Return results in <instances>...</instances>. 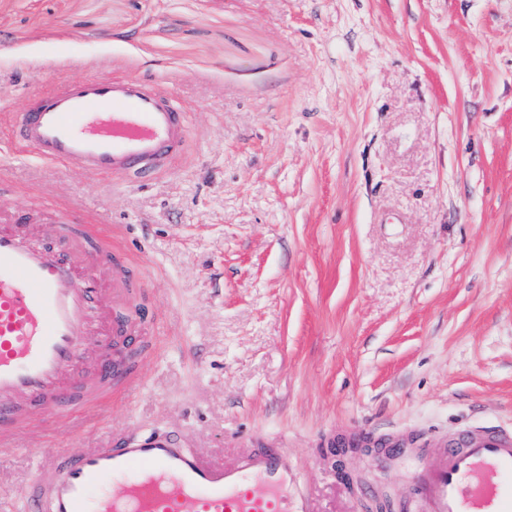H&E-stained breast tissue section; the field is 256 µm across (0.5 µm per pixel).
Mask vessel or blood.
<instances>
[{
    "instance_id": "1",
    "label": "vessel or blood",
    "mask_w": 512,
    "mask_h": 512,
    "mask_svg": "<svg viewBox=\"0 0 512 512\" xmlns=\"http://www.w3.org/2000/svg\"><path fill=\"white\" fill-rule=\"evenodd\" d=\"M14 142L38 158L86 174L145 181L185 151L183 112L134 75L61 82L13 119ZM30 226L0 212V446L26 429L35 410L87 415L110 401L130 363L89 379L84 338L99 331L112 352L116 326L98 330L112 305L98 272L111 271L107 233L63 223L72 259L35 244ZM426 448L409 456L410 479L428 512H512V431L473 430L450 439L437 465ZM25 512H312L283 451L254 449L235 464L205 460L168 434L148 432L77 455H56L25 488Z\"/></svg>"
}]
</instances>
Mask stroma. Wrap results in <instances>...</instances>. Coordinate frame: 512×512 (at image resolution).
Here are the masks:
<instances>
[{
    "mask_svg": "<svg viewBox=\"0 0 512 512\" xmlns=\"http://www.w3.org/2000/svg\"><path fill=\"white\" fill-rule=\"evenodd\" d=\"M125 74L186 114L151 180L12 146L60 79ZM0 208L51 249L111 230L145 286L115 299L139 384L36 412L0 512L54 453L156 430L285 449L316 512H425L375 440L512 427V0H0Z\"/></svg>",
    "mask_w": 512,
    "mask_h": 512,
    "instance_id": "1",
    "label": "stroma"
}]
</instances>
